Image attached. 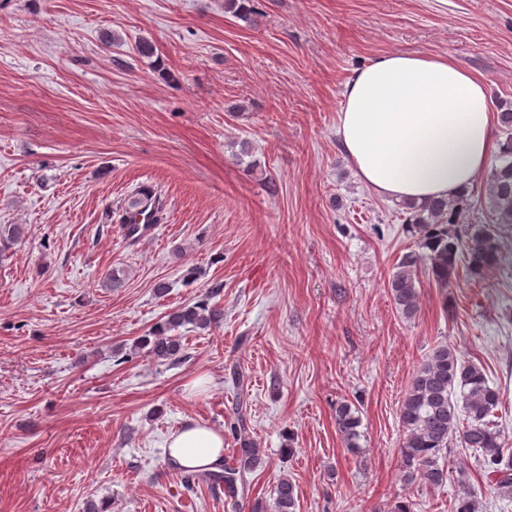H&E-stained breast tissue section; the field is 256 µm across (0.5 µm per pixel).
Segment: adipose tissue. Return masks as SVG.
<instances>
[{
    "label": "adipose tissue",
    "mask_w": 512,
    "mask_h": 512,
    "mask_svg": "<svg viewBox=\"0 0 512 512\" xmlns=\"http://www.w3.org/2000/svg\"><path fill=\"white\" fill-rule=\"evenodd\" d=\"M341 151L380 197L422 203L469 191L495 148L483 81L449 55L387 54L345 83ZM175 469L220 470L224 436L188 421L166 454Z\"/></svg>",
    "instance_id": "adipose-tissue-1"
}]
</instances>
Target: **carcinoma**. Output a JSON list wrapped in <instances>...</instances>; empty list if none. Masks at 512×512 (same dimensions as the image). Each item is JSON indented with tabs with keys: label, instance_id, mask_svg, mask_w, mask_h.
Listing matches in <instances>:
<instances>
[{
	"label": "carcinoma",
	"instance_id": "carcinoma-1",
	"mask_svg": "<svg viewBox=\"0 0 512 512\" xmlns=\"http://www.w3.org/2000/svg\"><path fill=\"white\" fill-rule=\"evenodd\" d=\"M250 0H225L224 9L235 17L255 20ZM504 139L499 144L497 160L486 176L479 196L466 194L456 199H436L421 205L405 204L412 232L417 236L420 253L404 255L388 281L396 308L407 317L415 314L418 304V263L426 264L427 275L439 288L448 287V280L464 263L472 278H479L501 261L499 233L496 226H512V109L499 113ZM477 206L488 212V221L477 224L466 235L448 229L461 224L465 213ZM164 220V204L150 187L135 193L124 220L125 237L134 243L154 224ZM23 224L0 226V249L6 250L24 237ZM220 292L215 286L195 302L184 304L166 315L165 321L141 337L133 351L144 349L154 361L175 363L187 357L182 327L211 329L224 322V307L213 301ZM237 388L236 404L226 417L224 428L239 444L235 463L219 472H180L186 490L207 482L223 487L235 495L246 488V474L260 462V449L248 434L247 407L243 398L244 375L233 372ZM502 405L499 389L489 384L482 368L458 355L444 342L432 348L417 367L405 391L398 417L402 431L400 455L406 480L438 487L450 474L439 464L448 454V447L457 439L464 448L478 453L476 459L486 479L489 493L512 499V450L505 447V438L496 421ZM336 425L347 448L359 449L361 437L358 410L349 404L336 409ZM459 489L451 512H482L483 502L471 490L465 476L457 478ZM274 512H294L296 485L288 478L278 480L274 489Z\"/></svg>",
	"mask_w": 512,
	"mask_h": 512
}]
</instances>
